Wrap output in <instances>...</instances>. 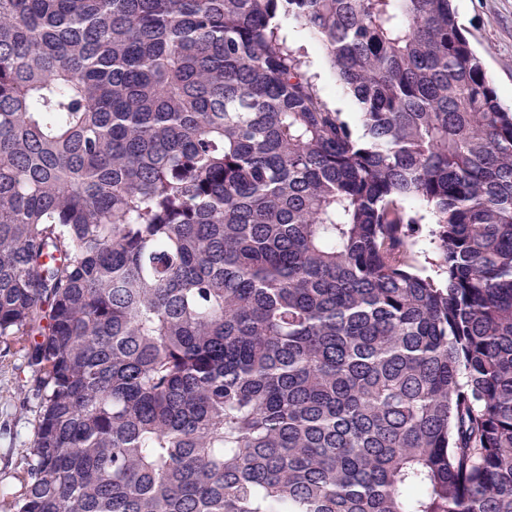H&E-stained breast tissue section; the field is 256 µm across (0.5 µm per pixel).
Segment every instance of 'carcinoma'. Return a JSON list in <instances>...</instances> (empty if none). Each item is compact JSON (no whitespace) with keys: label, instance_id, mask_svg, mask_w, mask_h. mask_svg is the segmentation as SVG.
<instances>
[{"label":"carcinoma","instance_id":"carcinoma-1","mask_svg":"<svg viewBox=\"0 0 512 512\" xmlns=\"http://www.w3.org/2000/svg\"><path fill=\"white\" fill-rule=\"evenodd\" d=\"M2 336L16 512H512V108L452 0H0ZM288 46L303 61L313 77L319 94L333 111L346 112L356 122L358 107L353 98L336 82L326 55L318 42L307 30L287 24ZM19 336L0 337V512L21 499L28 449L38 423L32 369Z\"/></svg>","mask_w":512,"mask_h":512}]
</instances>
